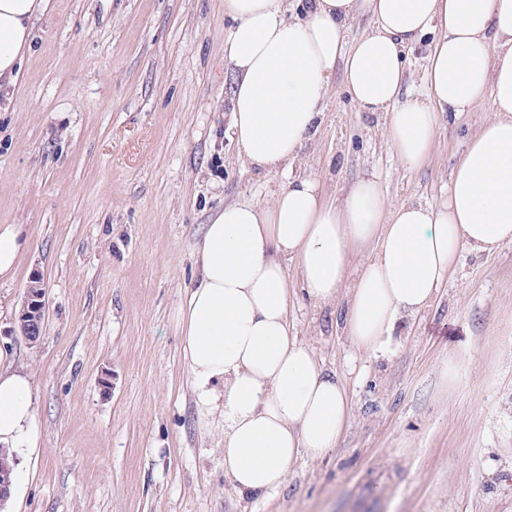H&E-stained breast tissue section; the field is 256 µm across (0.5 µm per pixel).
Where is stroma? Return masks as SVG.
Masks as SVG:
<instances>
[{
	"label": "stroma",
	"instance_id": "1",
	"mask_svg": "<svg viewBox=\"0 0 512 512\" xmlns=\"http://www.w3.org/2000/svg\"><path fill=\"white\" fill-rule=\"evenodd\" d=\"M233 25L224 0H50L35 23L0 107V225L28 239L0 279V368L31 375L38 446L18 449L21 492L0 512H512V243L464 254L377 358L354 354L344 304L293 297L350 424L268 498H239L225 476L224 419L197 401L179 312L211 217L288 179L227 135ZM486 118L445 114L411 169L337 74L299 170L330 195L372 174L391 206L438 205ZM36 270L47 314L30 345L11 329Z\"/></svg>",
	"mask_w": 512,
	"mask_h": 512
}]
</instances>
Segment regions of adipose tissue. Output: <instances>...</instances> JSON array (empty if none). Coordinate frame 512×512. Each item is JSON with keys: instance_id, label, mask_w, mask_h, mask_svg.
Listing matches in <instances>:
<instances>
[{"instance_id": "1", "label": "adipose tissue", "mask_w": 512, "mask_h": 512, "mask_svg": "<svg viewBox=\"0 0 512 512\" xmlns=\"http://www.w3.org/2000/svg\"><path fill=\"white\" fill-rule=\"evenodd\" d=\"M49 4L0 0V85L18 80ZM287 11L288 0H224L235 22L224 43L236 74L229 131L248 164L275 171L301 161L337 72L360 111L385 114L386 142L411 168L428 157L444 113L486 102L491 116L440 206L388 208L372 177L336 201L316 177L297 175L268 206L229 204L207 224L180 313L182 353L199 401L224 414L225 475L256 498L280 488L299 456L334 451L351 414L339 377L297 336L294 290L318 306L344 301L353 348L383 354L464 252L512 243V0H311L304 16ZM364 13L371 29L347 43ZM434 31L426 89L402 97L407 52ZM36 445L30 378L0 371V446Z\"/></svg>"}]
</instances>
